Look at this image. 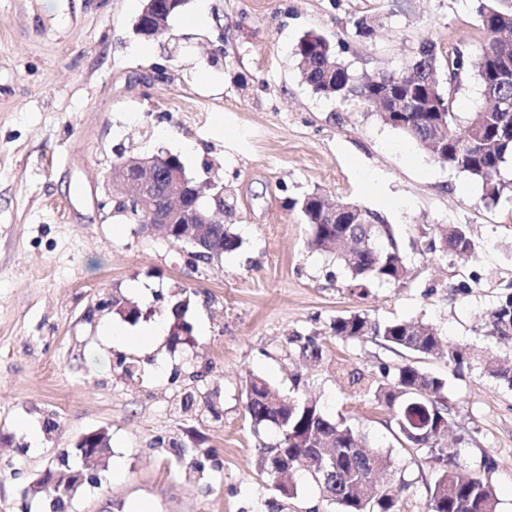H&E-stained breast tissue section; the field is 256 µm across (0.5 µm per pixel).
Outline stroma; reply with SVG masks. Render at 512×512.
Instances as JSON below:
<instances>
[{"label": "stroma", "mask_w": 512, "mask_h": 512, "mask_svg": "<svg viewBox=\"0 0 512 512\" xmlns=\"http://www.w3.org/2000/svg\"><path fill=\"white\" fill-rule=\"evenodd\" d=\"M480 3L188 0L166 36L148 41L133 30L143 0H0V512H49L37 480L66 451L82 467L72 450L94 430L110 439L101 485L78 490L67 512H129L136 500L153 512H334L311 478L286 498L259 470V448L278 433L250 424L254 376L346 418L388 454L387 482L407 484L403 512H425L424 454L346 379L386 384L406 363L446 379L460 468L483 474L499 512H512V387L479 363L512 356L480 326L512 293V198L487 202L481 184L354 100L313 93L293 54L309 32L358 74L401 66L426 38L474 51ZM362 18L378 22L374 37L359 35ZM170 154L233 197L237 250L197 261L104 205L118 156ZM311 192L380 213L407 281L351 294L345 266L307 247L294 203ZM439 224L468 225L475 253L431 248ZM112 295L137 304L143 324L173 325L182 309L187 340L166 335L151 352L104 345L102 326L119 317L88 309ZM357 311L428 322L473 361L457 371L436 355L333 336V320ZM300 336L321 346L320 362L302 361ZM22 418L56 428L33 444Z\"/></svg>", "instance_id": "35a3bbf8"}]
</instances>
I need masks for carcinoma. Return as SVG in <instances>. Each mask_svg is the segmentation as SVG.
Here are the masks:
<instances>
[{
    "label": "carcinoma",
    "instance_id": "cac0c4a2",
    "mask_svg": "<svg viewBox=\"0 0 512 512\" xmlns=\"http://www.w3.org/2000/svg\"><path fill=\"white\" fill-rule=\"evenodd\" d=\"M485 40L476 53L458 49L445 52L427 38L411 51L407 63L376 75L354 74L332 43L321 34L307 33L294 47V56L305 83L326 98L353 96L384 124L400 131L439 163L456 169L482 184L496 202L512 193V180L501 172L512 160V89L500 85L496 75L512 74V10L480 6ZM471 79L481 86L486 105L461 125L452 112L455 96ZM318 192L299 202L309 226L308 246L336 256L350 272L347 288L363 295L374 281L398 284L411 271L405 263L391 225L379 213L357 204L336 202ZM236 210L224 201V223L210 225V248L220 255L240 246L233 226ZM447 252L456 256L474 253L476 242L464 224L437 226ZM139 308L112 297V312L130 321L139 319ZM488 334L512 341V294L483 314ZM333 335L344 340L372 337L398 349L431 355L442 344L438 330L422 321L384 324L353 313L337 318ZM448 363L460 368L470 363L468 347L448 344ZM299 356L318 361L322 348L311 338L299 345ZM488 373L512 386V361L486 365ZM445 379L413 364L397 368L391 383L379 386L374 397L394 412L403 441L430 453L434 471L428 484L427 512H498L495 489L479 475L463 477L457 454L445 446L442 434L455 426V407L445 396ZM246 413L256 427L273 426L279 439L259 449L258 467L275 480L285 497L296 485L284 478L303 472L317 484L338 512H401L405 486H379L371 480L389 467V458L367 444L365 435L345 420H336L314 402L279 398L262 378L246 386ZM48 494L51 512H66L75 491L73 484L57 479L38 482Z\"/></svg>",
    "mask_w": 512,
    "mask_h": 512
}]
</instances>
